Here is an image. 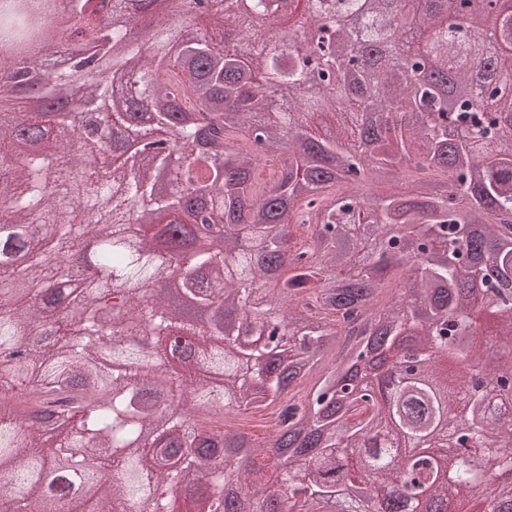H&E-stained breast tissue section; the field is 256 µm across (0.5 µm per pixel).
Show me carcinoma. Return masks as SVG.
Returning a JSON list of instances; mask_svg holds the SVG:
<instances>
[{"label": "carcinoma", "instance_id": "obj_1", "mask_svg": "<svg viewBox=\"0 0 512 512\" xmlns=\"http://www.w3.org/2000/svg\"><path fill=\"white\" fill-rule=\"evenodd\" d=\"M66 2L75 29L42 39L75 32L91 54L44 78V107L0 81V353L42 336L0 366V390L31 388L0 405L3 512H76L57 487L71 459L92 478L95 512H415L421 497L463 496L473 512H512V98L482 106L512 70V14L465 0L464 43L443 29L444 0H425L422 23L443 29L429 67L354 68L349 48L370 56L395 36L393 0H347L339 22L326 0H212L191 36L180 11L156 18L148 55L95 0ZM151 2L112 0V14L137 23ZM297 12L273 46L265 21ZM327 23L335 87L307 93L306 34ZM128 71L141 80L132 102ZM84 112L112 140L62 129L59 115ZM329 112L340 122L324 137ZM139 129L180 145L132 176L115 157ZM262 162L278 164L276 180L256 182ZM216 227L221 247L196 249ZM89 239V264L112 280L66 291L64 266ZM170 256L187 261L184 296L220 316L187 321L164 292ZM394 277L409 300L378 306ZM411 336L432 351L421 374L385 399L358 383L364 355L394 365ZM338 343L335 367H320ZM169 356L190 360L184 377L143 371ZM444 359L483 375L485 391L463 400ZM314 372L306 396L290 395ZM269 408L285 454L246 452L277 476L236 470L229 503L215 463L224 418Z\"/></svg>", "mask_w": 512, "mask_h": 512}]
</instances>
